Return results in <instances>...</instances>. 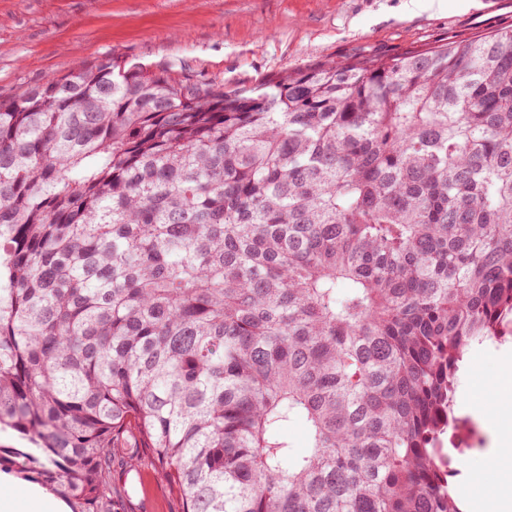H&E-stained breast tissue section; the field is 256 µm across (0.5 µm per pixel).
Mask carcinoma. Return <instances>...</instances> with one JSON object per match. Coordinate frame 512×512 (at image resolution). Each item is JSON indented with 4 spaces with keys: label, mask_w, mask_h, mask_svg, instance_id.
Here are the masks:
<instances>
[{
    "label": "carcinoma",
    "mask_w": 512,
    "mask_h": 512,
    "mask_svg": "<svg viewBox=\"0 0 512 512\" xmlns=\"http://www.w3.org/2000/svg\"><path fill=\"white\" fill-rule=\"evenodd\" d=\"M510 335V30L0 101V470L70 512H121L129 446L183 512H461L460 374Z\"/></svg>",
    "instance_id": "1"
}]
</instances>
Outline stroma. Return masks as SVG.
<instances>
[{
	"mask_svg": "<svg viewBox=\"0 0 512 512\" xmlns=\"http://www.w3.org/2000/svg\"><path fill=\"white\" fill-rule=\"evenodd\" d=\"M512 29V0H0V101L61 76L74 61L121 55L225 90L335 59L395 56ZM512 338L469 355L457 396L512 411L495 386ZM483 453L460 456L463 512H486L498 485L484 482ZM125 512H182L179 494L149 461L112 463Z\"/></svg>",
	"mask_w": 512,
	"mask_h": 512,
	"instance_id": "35a3bbf8",
	"label": "stroma"
}]
</instances>
